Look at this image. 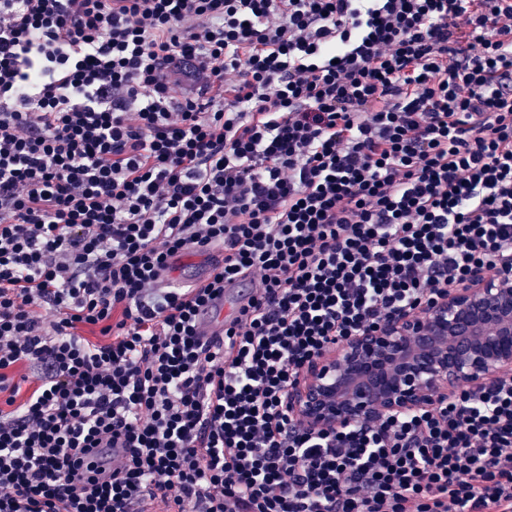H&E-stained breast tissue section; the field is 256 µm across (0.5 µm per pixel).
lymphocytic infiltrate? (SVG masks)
<instances>
[{
	"mask_svg": "<svg viewBox=\"0 0 512 512\" xmlns=\"http://www.w3.org/2000/svg\"><path fill=\"white\" fill-rule=\"evenodd\" d=\"M200 247L210 281L161 287ZM505 260L512 0H0V512H512V376L288 410ZM236 284L228 285L221 294L214 298L210 306L199 315V321L206 336H221L224 323H228L246 303L234 293Z\"/></svg>",
	"mask_w": 512,
	"mask_h": 512,
	"instance_id": "1",
	"label": "lymphocytic infiltrate"
}]
</instances>
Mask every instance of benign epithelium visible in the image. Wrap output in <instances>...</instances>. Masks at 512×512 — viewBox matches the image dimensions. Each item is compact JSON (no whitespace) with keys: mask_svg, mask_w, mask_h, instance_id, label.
<instances>
[{"mask_svg":"<svg viewBox=\"0 0 512 512\" xmlns=\"http://www.w3.org/2000/svg\"><path fill=\"white\" fill-rule=\"evenodd\" d=\"M512 376V270L478 276L422 318L398 313L315 360L288 395L307 427L329 432L427 407L448 390Z\"/></svg>","mask_w":512,"mask_h":512,"instance_id":"1","label":"benign epithelium"}]
</instances>
